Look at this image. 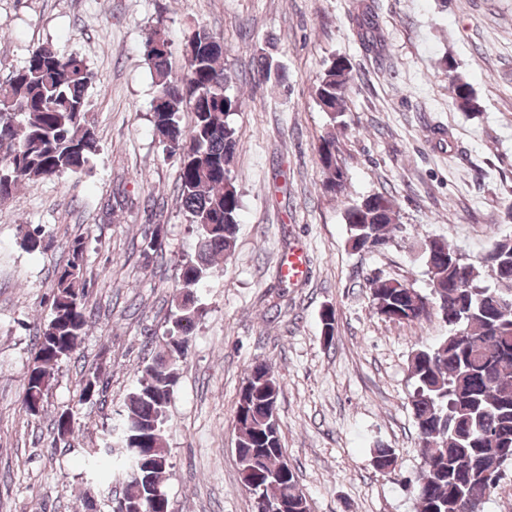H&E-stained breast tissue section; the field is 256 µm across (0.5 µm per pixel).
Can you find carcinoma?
<instances>
[{
    "instance_id": "obj_1",
    "label": "carcinoma",
    "mask_w": 512,
    "mask_h": 512,
    "mask_svg": "<svg viewBox=\"0 0 512 512\" xmlns=\"http://www.w3.org/2000/svg\"><path fill=\"white\" fill-rule=\"evenodd\" d=\"M187 72L171 75V45L162 20H157L143 45V54L157 85L153 106L155 135L166 157L178 156L177 192L185 218L196 237L194 256L177 266V278L188 291L176 300L168 328L152 362L129 396L117 447L91 448L84 465L108 473L113 456L125 471L121 498L150 500L147 478L160 483L169 464L164 431L166 410L176 384V366L188 353L200 310L189 288L202 281L214 262L229 258L235 248L240 198L230 177L238 132L229 117L242 101L226 93L224 41L205 27L184 43ZM94 79L83 59L64 58L49 46L31 50L25 65L10 76L0 96V202L23 182L84 171L99 151L94 127L87 120L86 95ZM255 82L278 85L285 73L272 57L261 56ZM458 105L473 106L469 83L453 76ZM351 66L334 57L316 88V100L331 119L344 116ZM188 109L191 122L181 124ZM318 155L327 174L325 189L346 190L347 169L333 134L324 137ZM399 214L391 196L378 193L350 204L344 212L349 241L355 250H380L397 228ZM44 231L27 230L23 246L45 249ZM144 253L163 258L164 241L154 232L144 240ZM431 291L424 294L398 280H372L375 312L398 323L436 314L446 333L417 349L410 359L414 380L410 402L425 468L409 483L418 512H482L489 495V474L500 459L512 454V236L495 241L478 264L466 263L448 242L431 238L425 247ZM88 256L83 238H74L66 264L54 270L51 316L35 337L40 366L25 373L22 407L36 416L43 409L60 364L78 350L93 310L86 302L84 270ZM493 284L486 285L482 277ZM103 390L97 371L82 379L78 403ZM281 385L264 361L253 363L241 386L234 410L237 448L245 486H265L275 498L288 499V512H308L304 494L288 461L279 423L269 410L277 404ZM61 441L75 435L69 409L53 418ZM138 448L152 451V469H137ZM396 456L390 448L374 450L373 463L390 469Z\"/></svg>"
}]
</instances>
